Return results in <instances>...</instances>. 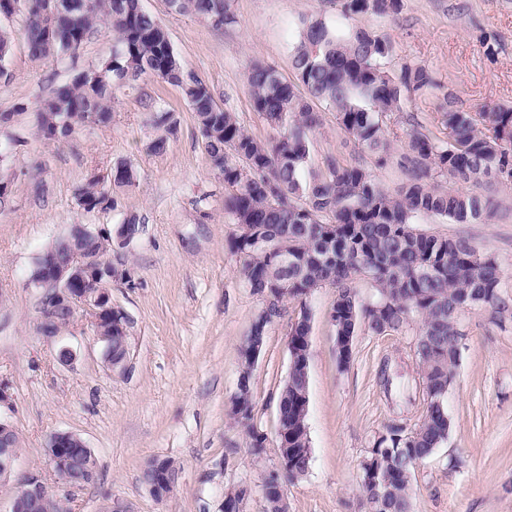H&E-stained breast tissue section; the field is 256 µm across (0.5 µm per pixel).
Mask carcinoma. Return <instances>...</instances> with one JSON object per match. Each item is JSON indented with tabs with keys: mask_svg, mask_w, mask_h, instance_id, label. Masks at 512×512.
I'll use <instances>...</instances> for the list:
<instances>
[{
	"mask_svg": "<svg viewBox=\"0 0 512 512\" xmlns=\"http://www.w3.org/2000/svg\"><path fill=\"white\" fill-rule=\"evenodd\" d=\"M21 3L14 17L35 60L74 54L100 23L114 33L112 54L92 74L73 72L40 101L34 113L39 135L63 142L80 127L109 125L116 91L144 76L180 87L195 116L206 161L224 180V214L241 225L228 246L243 261L245 286L264 300L276 296L281 303H297L288 325L294 364L279 405L293 464L280 477L279 489L268 495L279 497L312 461L307 336L314 291L335 289L329 320L343 340L362 331L415 338V361L427 385L418 421L411 427H388L360 464L364 512H411L415 468L448 440L452 429L447 400L460 358L459 318L476 299L496 314L512 310L493 253L463 237L420 231L416 224L424 218L451 224L491 220L490 198L431 187L427 181L446 174L463 184H512V107L474 113L448 108L442 113L446 143L411 128L397 158L408 179L390 191L375 179L368 160L382 167L392 159L387 117L401 112L411 94L432 81L423 68L408 65L399 76L391 75L386 63L393 47L386 36L361 26L340 33L319 15L303 17L291 50L296 82L259 62L248 72L253 109L269 128L262 139L249 134L235 113L219 107L204 83L185 79L167 29L143 0H61L62 8L55 11L49 0ZM168 5L216 27L235 23L231 0H168ZM400 7V0L345 3L352 16H387ZM13 46V31L0 29V74L7 71ZM315 103L335 112L338 127L354 144L351 161L330 155L313 167L312 139L322 125ZM149 122L155 135L147 150L166 153L178 134L175 113L158 107L149 113ZM114 171L119 176L110 183L93 171L86 174L75 193L82 210L117 209L119 192L136 183L138 171L125 160L115 162ZM86 241L83 226L74 225L50 249L62 255ZM362 282L376 291L368 301L359 293ZM230 414L245 430L250 453L263 456L266 436L255 424L253 373H239ZM157 467L169 476L178 473L173 461L151 459L142 476ZM251 493L247 484L225 490L224 512H241Z\"/></svg>",
	"mask_w": 512,
	"mask_h": 512,
	"instance_id": "cac0c4a2",
	"label": "carcinoma"
}]
</instances>
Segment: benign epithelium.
Instances as JSON below:
<instances>
[{
    "label": "benign epithelium",
    "instance_id": "benign-epithelium-1",
    "mask_svg": "<svg viewBox=\"0 0 512 512\" xmlns=\"http://www.w3.org/2000/svg\"><path fill=\"white\" fill-rule=\"evenodd\" d=\"M130 273L112 265V260L102 257L89 246L69 253L63 261L52 255L41 258L40 270L27 278L26 287L35 290L41 304L38 317V329L41 337L55 341L60 330L55 321L56 308L64 307L70 315L82 312L96 340L101 345L102 358L111 370L120 372L126 369V363L115 367L111 358L112 341H117L123 349L129 347V332L124 314L112 305V282L127 280ZM11 427H0V480L14 473L19 454L10 444ZM86 445L77 434L69 431L54 433L45 452L63 484L79 489L84 483L66 480L63 474L74 464L68 448L74 445ZM288 467V449L278 452L276 467L263 478L262 484L273 485L281 472ZM50 496L45 483L36 476H26L20 489L12 496L8 512H33L39 501Z\"/></svg>",
    "mask_w": 512,
    "mask_h": 512
}]
</instances>
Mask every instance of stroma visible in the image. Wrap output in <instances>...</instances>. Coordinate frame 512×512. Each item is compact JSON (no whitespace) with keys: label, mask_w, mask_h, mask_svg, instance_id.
I'll list each match as a JSON object with an SVG mask.
<instances>
[{"label":"stroma","mask_w":512,"mask_h":512,"mask_svg":"<svg viewBox=\"0 0 512 512\" xmlns=\"http://www.w3.org/2000/svg\"><path fill=\"white\" fill-rule=\"evenodd\" d=\"M169 32L184 75L205 83L218 106L236 112L256 137L268 129L254 112L246 76L252 62L294 81L291 45L302 16L319 13L346 29L358 24L384 34L393 51L391 75L403 65L424 67L434 86L412 96L388 122L402 151L414 115L439 139L441 102L467 112L512 106V0H402L397 14L350 17L343 0H233L234 24L172 13L167 0H143ZM112 52V37L97 32L65 61L31 59L16 40L0 82V111L25 113L9 130L20 145L12 158L14 193L0 207V419L18 432L14 477L0 482V512L25 474L41 477L66 512H219L226 488H253L243 512H264L259 487L278 455L277 409L288 375L287 300L268 329L254 371L255 423L267 436L262 458L249 453L245 433L228 414L239 377V343L263 301L246 288L242 261L227 241L236 227L224 216V183L209 169L201 136L179 87L146 77L117 92L112 123L81 129L65 143L42 140L33 113L39 100L72 70ZM173 110L179 132L165 154L146 150L153 135L148 106ZM127 160L139 171L135 186L113 211L83 212L74 188L87 171ZM497 210L486 224L422 221L423 229L469 238L497 255L503 287L512 295V185L491 190ZM136 213L142 233L128 250L112 253L130 281L112 284V304L129 322L125 371L108 370L93 332L82 319L59 342L37 331L38 299L26 280L34 260L71 225L113 230ZM334 288L317 289L309 373L308 473L285 486L288 512H359V468L388 425H414L409 403L419 370L407 336L359 333L353 361L340 369L328 312ZM460 361L448 390L453 427L448 440L416 468L412 512H512V312L469 310L460 318ZM78 352L70 367L56 360L58 343ZM393 380L384 389L383 376ZM58 431L80 435L97 460L94 484L70 489L49 465L45 448ZM169 459L179 469L173 491L155 498L140 479L147 460Z\"/></svg>","instance_id":"1"}]
</instances>
